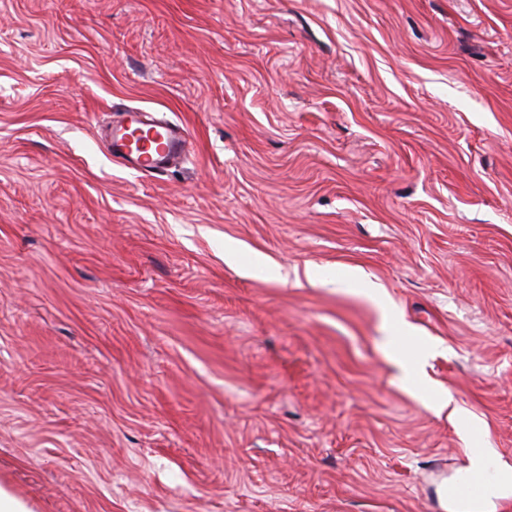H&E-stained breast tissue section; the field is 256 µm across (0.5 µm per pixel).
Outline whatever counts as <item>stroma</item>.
Wrapping results in <instances>:
<instances>
[{
	"mask_svg": "<svg viewBox=\"0 0 512 512\" xmlns=\"http://www.w3.org/2000/svg\"><path fill=\"white\" fill-rule=\"evenodd\" d=\"M132 108L176 167L110 159ZM478 448L512 472V0H0V482L455 512ZM126 122L112 126L103 135L110 158L143 176H152L181 157L188 145V135L179 125L165 123L150 124L154 119L139 110H127ZM149 127L142 130L141 145L133 150L128 132L133 128Z\"/></svg>",
	"mask_w": 512,
	"mask_h": 512,
	"instance_id": "stroma-1",
	"label": "stroma"
}]
</instances>
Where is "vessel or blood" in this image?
<instances>
[{
  "label": "vessel or blood",
  "mask_w": 512,
  "mask_h": 512,
  "mask_svg": "<svg viewBox=\"0 0 512 512\" xmlns=\"http://www.w3.org/2000/svg\"><path fill=\"white\" fill-rule=\"evenodd\" d=\"M110 158L143 176H151L181 157L188 145V135L179 125L152 124L139 110L126 113L125 123L112 126L103 135ZM493 476L487 471H466L447 485L448 499L473 506L490 500L488 488Z\"/></svg>",
  "instance_id": "vessel-or-blood-1"
}]
</instances>
